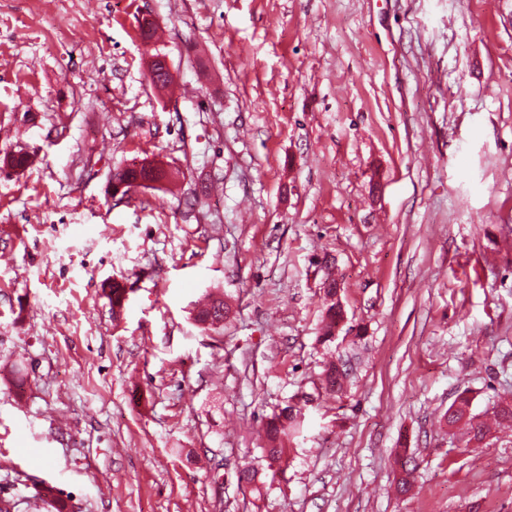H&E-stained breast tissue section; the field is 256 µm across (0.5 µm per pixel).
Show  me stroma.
Masks as SVG:
<instances>
[{
	"mask_svg": "<svg viewBox=\"0 0 512 512\" xmlns=\"http://www.w3.org/2000/svg\"><path fill=\"white\" fill-rule=\"evenodd\" d=\"M7 154L30 158L0 170L14 512L48 485L73 512H512V431L445 421L512 396V0H0ZM142 158L172 179L111 199ZM329 276L361 334L336 394ZM289 403L285 474L239 484ZM229 310L223 298H211L198 311L196 321L203 326V329L218 332L224 326V318ZM347 378V368L340 358L331 361L324 370L325 389L330 392H336L343 389L344 381ZM396 463L399 470L397 490L401 494H408L412 490L413 474L418 464L412 454H407L406 451L398 455Z\"/></svg>",
	"mask_w": 512,
	"mask_h": 512,
	"instance_id": "1",
	"label": "stroma"
}]
</instances>
